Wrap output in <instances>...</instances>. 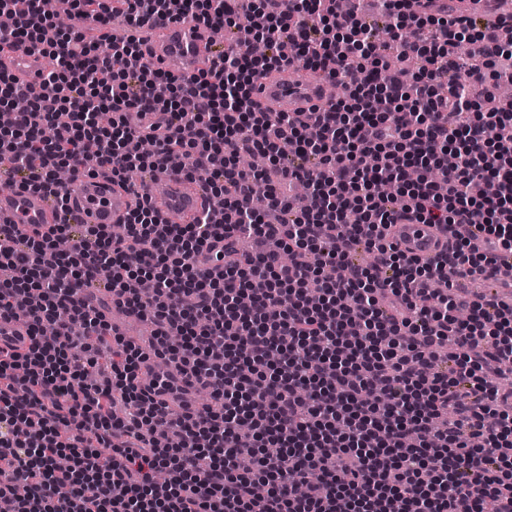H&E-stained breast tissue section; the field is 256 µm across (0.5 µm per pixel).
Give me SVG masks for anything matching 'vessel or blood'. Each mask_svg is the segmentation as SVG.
<instances>
[{
	"label": "vessel or blood",
	"instance_id": "1",
	"mask_svg": "<svg viewBox=\"0 0 512 512\" xmlns=\"http://www.w3.org/2000/svg\"><path fill=\"white\" fill-rule=\"evenodd\" d=\"M149 29L156 39L150 45L151 58L157 67L180 76L196 72L210 46L209 32L190 21L170 17L152 20ZM10 68L27 88L41 84L42 58L27 48L12 52ZM257 94L263 102L283 111L294 112L311 106H323L321 87L315 83L293 84L274 78L262 80ZM145 190L166 222L187 224L208 206L210 195L199 184L188 182L177 169H169L159 180H146ZM68 192L79 205L83 223L116 224L132 208L133 195L112 184L109 177L86 175L72 179ZM0 217L28 230L36 224L54 221L51 201L34 193L0 181ZM390 238L408 255L427 261L434 259L440 244L433 228L413 221H400L391 229Z\"/></svg>",
	"mask_w": 512,
	"mask_h": 512
}]
</instances>
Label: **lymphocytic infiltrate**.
Returning a JSON list of instances; mask_svg holds the SVG:
<instances>
[{"instance_id":"f902f5d3","label":"lymphocytic infiltrate","mask_w":512,"mask_h":512,"mask_svg":"<svg viewBox=\"0 0 512 512\" xmlns=\"http://www.w3.org/2000/svg\"><path fill=\"white\" fill-rule=\"evenodd\" d=\"M383 40L336 0H71L98 38L54 22V0H0L18 13L0 33L53 57L29 92L0 69V106L23 98L0 137L20 186L68 191L59 169L126 183L178 165L205 172L224 200L188 224L141 202L108 225L26 232L0 223V505L5 512H512V304L449 298L458 277L493 276L512 256V103L482 110L474 90L512 82V17L489 26L443 0H381ZM247 29L208 69L177 77L148 61L113 16ZM473 53L461 59L460 42ZM424 62L405 73L389 63ZM304 67L348 81L318 112H268L254 98L271 73ZM464 70V85L448 74ZM111 112L102 123V112ZM247 153L265 156L255 170ZM307 183L292 223L284 186ZM410 219L443 234L433 260L386 240ZM223 247L224 274L201 268ZM152 282L134 293L132 279ZM150 321L143 349L82 293ZM109 378L87 382L97 343ZM211 384L194 412L154 360ZM167 424L159 447L150 427Z\"/></svg>"}]
</instances>
